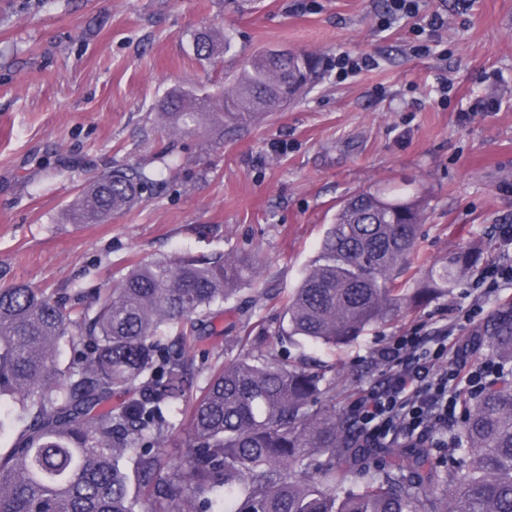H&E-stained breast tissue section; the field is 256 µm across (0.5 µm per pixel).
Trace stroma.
I'll return each mask as SVG.
<instances>
[{
    "label": "stroma",
    "instance_id": "35a3bbf8",
    "mask_svg": "<svg viewBox=\"0 0 512 512\" xmlns=\"http://www.w3.org/2000/svg\"><path fill=\"white\" fill-rule=\"evenodd\" d=\"M386 0H0V288L26 284L66 308L93 305L131 262L180 253L254 257L255 279L219 309L192 354L199 385L235 358L245 319L274 320L316 256L339 202L362 189L424 203L421 248L435 262L478 247L512 265V0H423L447 28L383 22ZM200 32L232 48L203 69ZM430 44L429 54L416 52ZM318 57L322 80L247 132H189L159 108L205 89L259 51ZM366 57L346 76L338 56ZM145 168L140 197L105 224L66 212L93 177ZM512 285L469 274L444 299L368 331L350 347H293L335 364L350 410L389 369L392 337L476 334Z\"/></svg>",
    "mask_w": 512,
    "mask_h": 512
}]
</instances>
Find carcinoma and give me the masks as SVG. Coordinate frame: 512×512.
Here are the masks:
<instances>
[{
    "instance_id": "carcinoma-1",
    "label": "carcinoma",
    "mask_w": 512,
    "mask_h": 512,
    "mask_svg": "<svg viewBox=\"0 0 512 512\" xmlns=\"http://www.w3.org/2000/svg\"><path fill=\"white\" fill-rule=\"evenodd\" d=\"M194 53L214 65L208 33ZM295 66L253 55L231 91L170 95L161 107L191 131L207 114L245 131L286 105ZM146 182L135 167L96 176L69 223L108 221ZM421 215L417 199L378 191L341 201L278 325L245 322L247 348L197 396L189 353L216 331L212 308L252 259L139 261L78 313L28 285L1 288L0 405L23 427L0 453V512H512V302L480 334L494 374L463 427L448 429L458 463L416 444L361 442L356 418L336 412L335 370L287 356L302 340L348 346L475 271L470 249L421 268ZM64 342L77 357L63 368ZM176 412L179 456L167 451Z\"/></svg>"
}]
</instances>
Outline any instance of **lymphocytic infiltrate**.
<instances>
[{"label": "lymphocytic infiltrate", "instance_id": "lymphocytic-infiltrate-1", "mask_svg": "<svg viewBox=\"0 0 512 512\" xmlns=\"http://www.w3.org/2000/svg\"><path fill=\"white\" fill-rule=\"evenodd\" d=\"M473 339L449 341L439 336L435 347H426L417 335L394 337L379 351L389 365L386 383L356 400L352 414L375 444L437 434L447 437L460 403L459 384L478 394L493 372L492 361L467 365Z\"/></svg>", "mask_w": 512, "mask_h": 512}]
</instances>
